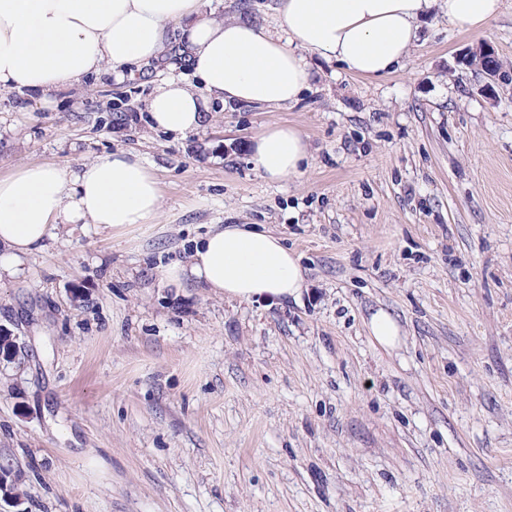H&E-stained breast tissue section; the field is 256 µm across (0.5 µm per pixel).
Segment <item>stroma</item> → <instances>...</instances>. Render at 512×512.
I'll return each mask as SVG.
<instances>
[{
    "instance_id": "35a3bbf8",
    "label": "stroma",
    "mask_w": 512,
    "mask_h": 512,
    "mask_svg": "<svg viewBox=\"0 0 512 512\" xmlns=\"http://www.w3.org/2000/svg\"><path fill=\"white\" fill-rule=\"evenodd\" d=\"M275 6L207 4L274 31ZM417 27L385 77L313 56L297 103L214 101L182 136L148 113L181 64L0 91L1 179L124 149L161 193L153 223L59 233L0 278V512H512V0L476 34L443 0ZM485 44L491 94L461 63ZM272 124L308 138L301 176L251 162ZM216 224L279 235L299 300L166 282ZM370 329L375 340L383 346L393 345L399 336L397 322L383 310H378L371 316Z\"/></svg>"
}]
</instances>
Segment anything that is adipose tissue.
<instances>
[{
    "label": "adipose tissue",
    "instance_id": "adipose-tissue-1",
    "mask_svg": "<svg viewBox=\"0 0 512 512\" xmlns=\"http://www.w3.org/2000/svg\"><path fill=\"white\" fill-rule=\"evenodd\" d=\"M436 0H279L282 33L252 22H218L205 0H0V89L48 94L112 67L115 79L144 69L178 32L199 92L163 81L149 103L153 128L186 134L203 127L211 99L224 104L297 102L312 79L309 55L373 79L394 72L416 39V20ZM458 30H482L500 0H445ZM309 144L296 127L273 124L252 141L262 175L282 181L302 173ZM160 188L144 158L119 149L76 170L24 167L0 179V277L58 231L76 224L106 229L149 224ZM175 284L194 280L229 300L298 298L303 273L282 239L248 224L216 227L185 265L164 272Z\"/></svg>",
    "mask_w": 512,
    "mask_h": 512
}]
</instances>
